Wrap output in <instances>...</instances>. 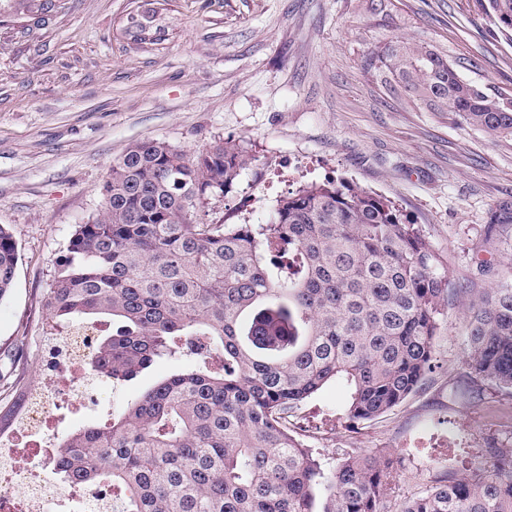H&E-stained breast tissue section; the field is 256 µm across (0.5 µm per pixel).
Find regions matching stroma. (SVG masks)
<instances>
[{
  "label": "stroma",
  "instance_id": "35a3bbf8",
  "mask_svg": "<svg viewBox=\"0 0 512 512\" xmlns=\"http://www.w3.org/2000/svg\"><path fill=\"white\" fill-rule=\"evenodd\" d=\"M142 3L62 0L45 15L0 20V225L18 246L0 299V399L17 381L41 382L43 290L76 225L98 213L113 159L139 140L190 154L247 141L254 160L231 193L210 200L211 219L266 224L286 192L344 179L392 200L453 282L489 288L512 272V223L494 220L512 211V138L392 95L364 66L403 37L512 97V40L477 0H385L379 14L365 0H155L167 36L136 45L124 28ZM465 324L459 301L444 306L439 368L382 418L350 422L332 383L289 419L328 468L348 454L394 452L386 512L445 468L484 465L488 442L512 448V395L471 381ZM172 369L158 361L104 400L61 410L59 431L106 419Z\"/></svg>",
  "mask_w": 512,
  "mask_h": 512
}]
</instances>
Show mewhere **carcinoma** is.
<instances>
[{"label": "carcinoma", "instance_id": "carcinoma-1", "mask_svg": "<svg viewBox=\"0 0 512 512\" xmlns=\"http://www.w3.org/2000/svg\"><path fill=\"white\" fill-rule=\"evenodd\" d=\"M512 40V0H479ZM136 43L164 40L153 10L127 17ZM393 92L512 137V98L464 81L440 52L395 38L365 60ZM243 140L188 154L159 140L112 160L99 212L76 226L44 289L48 319L75 331L103 319L87 355L113 385L165 358L179 365L118 414L57 438L52 467L71 488L102 483L120 512H385L397 474L386 451L325 470L288 428L328 382L353 421L374 420L419 391L438 364L441 307L461 297L440 255L385 197L343 180L277 200L267 224L206 219L252 163ZM18 261L0 226V298ZM469 373L512 395V279L463 300ZM33 387L0 404L13 428ZM488 469L448 472L400 512H512V448L484 449Z\"/></svg>", "mask_w": 512, "mask_h": 512}]
</instances>
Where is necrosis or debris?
I'll use <instances>...</instances> for the list:
<instances>
[{"mask_svg": "<svg viewBox=\"0 0 512 512\" xmlns=\"http://www.w3.org/2000/svg\"><path fill=\"white\" fill-rule=\"evenodd\" d=\"M86 339L83 332L42 339L49 349L44 382L18 427L0 439V512H108L112 494L100 486H89L69 498L58 481L18 474L14 464L25 447L49 458L56 441V411L97 395L100 385L91 379L83 363Z\"/></svg>", "mask_w": 512, "mask_h": 512, "instance_id": "1", "label": "necrosis or debris"}]
</instances>
